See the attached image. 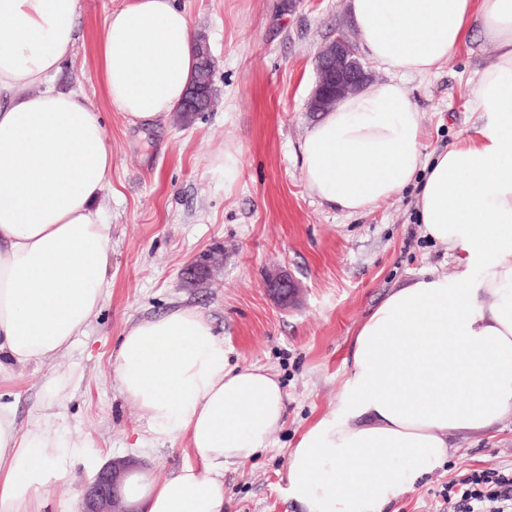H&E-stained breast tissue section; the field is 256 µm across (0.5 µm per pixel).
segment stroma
Instances as JSON below:
<instances>
[{
    "mask_svg": "<svg viewBox=\"0 0 512 512\" xmlns=\"http://www.w3.org/2000/svg\"><path fill=\"white\" fill-rule=\"evenodd\" d=\"M122 2L80 0L77 53L55 79L84 94L112 148V188L99 201L110 226L112 292L68 352L0 382V400L14 403L24 423L48 401L44 381L63 385L54 411L77 465L70 481L44 489L45 512H80L91 466L129 458L142 473L175 471L185 441L141 448L140 412L116 388L112 370L132 322L174 308L200 311L232 363L270 370L285 392V423L269 448L225 470L224 512H306L287 494L288 453L314 419L337 411L358 329L391 288L428 270L453 274L455 257L424 235L416 187L365 214L332 207L307 187L300 146L320 118L307 109L315 57L337 32L353 33L349 0H176L214 58L213 102L190 123L172 112L149 129L114 112L102 86L97 50ZM495 54L476 36L436 73L403 76L420 112L423 154L474 135L473 91ZM228 152L239 160L229 179ZM214 251L222 266L185 282L199 256ZM275 270L301 288L292 305L267 289ZM450 444L449 466L385 512H442L440 491L451 479L512 466V417Z\"/></svg>",
    "mask_w": 512,
    "mask_h": 512,
    "instance_id": "obj_1",
    "label": "stroma"
}]
</instances>
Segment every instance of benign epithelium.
I'll list each match as a JSON object with an SVG mask.
<instances>
[{
    "label": "benign epithelium",
    "mask_w": 512,
    "mask_h": 512,
    "mask_svg": "<svg viewBox=\"0 0 512 512\" xmlns=\"http://www.w3.org/2000/svg\"><path fill=\"white\" fill-rule=\"evenodd\" d=\"M368 75L354 44L343 34L321 49L316 57V82L310 101L313 112H324L338 100L358 91ZM296 283L283 276L268 280V289L286 304L296 293ZM129 463L118 461L102 468L85 489L81 512H134L126 501L124 485Z\"/></svg>",
    "instance_id": "1"
}]
</instances>
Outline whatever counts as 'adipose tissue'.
<instances>
[{
  "instance_id": "ef3b65f1",
  "label": "adipose tissue",
  "mask_w": 512,
  "mask_h": 512,
  "mask_svg": "<svg viewBox=\"0 0 512 512\" xmlns=\"http://www.w3.org/2000/svg\"><path fill=\"white\" fill-rule=\"evenodd\" d=\"M79 0H0V380L69 349L112 281L109 227L96 201L112 183L104 125L53 79L75 55ZM376 62L433 73L473 34L496 48L473 94V138L421 160L419 112L405 87L376 81L308 131L311 193L363 214L417 186L424 233L457 255L453 276L425 273L390 291L359 328L334 416L288 456V495L308 512H384L448 461L450 437L512 414V0H350ZM98 61L107 98L129 122L179 109L197 65L175 0H124ZM151 443L179 438L172 474L127 479L138 512H224V471L268 448L284 423L275 376L231 364L210 320L174 310L129 326L113 368ZM75 454L55 413L19 428L0 404V512H41Z\"/></svg>"
}]
</instances>
